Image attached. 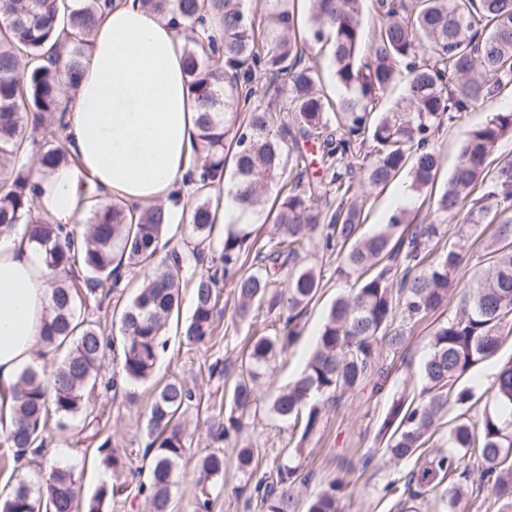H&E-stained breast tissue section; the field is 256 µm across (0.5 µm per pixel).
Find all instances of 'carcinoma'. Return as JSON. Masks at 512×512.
I'll return each instance as SVG.
<instances>
[{"label": "carcinoma", "instance_id": "cac0c4a2", "mask_svg": "<svg viewBox=\"0 0 512 512\" xmlns=\"http://www.w3.org/2000/svg\"><path fill=\"white\" fill-rule=\"evenodd\" d=\"M173 1L178 27L186 33L185 78L199 112L190 156L191 199L182 207L192 237L182 249L165 238L162 204L139 208L103 198L81 230L38 215L26 158L36 153L46 168L75 163L60 139L66 111L62 77L72 86L80 78L90 33L113 0H0V236L23 224L41 251L52 300L42 340L66 348L51 372L29 366L20 374L14 428L3 432L4 441L17 457L37 452L49 413L64 427L85 410L108 345L95 322L77 317V305L117 293L129 275L139 273L142 283L119 319L123 382L151 378L187 282L193 287V313L181 335L189 343L211 334L221 282L233 288L237 319L248 320L254 307L264 305L282 315L284 335L255 336L241 353L223 429L224 440L237 439L258 402L256 386L264 371L300 339V323L319 292L311 268H294L282 289L273 288V276L296 258L304 239L318 233L357 278L356 288L330 306L302 372L269 404L282 419H304V441L320 423L315 398L365 384L382 390L387 371L380 350H396L405 342L403 329L395 326L397 311L415 318L447 309L465 242L482 225L494 224L495 260L434 331L421 368L420 401L393 399L379 427L386 454L396 460L413 456L435 433L448 402L463 407L476 398L475 387L461 379L497 352L501 330L512 320V163L490 169L500 143L512 138V110L468 131L438 194L436 218L427 223L414 222L401 208L381 231L363 236L354 180L383 189L406 169L411 191H433L440 168L435 132L512 83V0H376L381 25L371 35L364 30L362 0H307L304 27L291 0H265L258 21L245 12L242 0L141 3L166 17ZM309 40L327 48L336 85L346 91L334 101L316 89L319 71L305 56ZM399 79L402 98L390 109H378ZM308 141L318 142L328 185L340 199L334 207H320L315 192L304 186L309 163L300 144ZM365 146L372 160L357 174L349 160ZM292 155L294 181L288 191L277 192L270 208L280 238L247 269L252 218ZM479 183L484 192L474 197ZM220 193L238 216L225 229L218 257L189 277L188 270L212 253V204ZM461 213L458 242L427 260L431 242L441 235L439 219ZM395 266L403 267L397 281L390 279ZM484 394L487 408L480 419L459 413L444 446L424 455L403 481L385 486L396 512H415V502L436 490L442 512H455L469 492L466 480L476 481L478 490L491 489L496 512H512V359ZM194 398L178 380L155 391L145 423L149 466L137 473V495L151 512H169L175 469L190 446L179 417ZM302 454L294 449V456L275 465L272 479L254 484L264 512H299L293 489L302 482L295 463ZM254 459L252 446L238 449V469H253ZM201 472L196 512H209L211 489L224 476V454L203 457ZM345 490L343 479L329 482L305 512H342ZM78 508L72 471L54 465L20 481L0 503V512Z\"/></svg>", "mask_w": 512, "mask_h": 512}]
</instances>
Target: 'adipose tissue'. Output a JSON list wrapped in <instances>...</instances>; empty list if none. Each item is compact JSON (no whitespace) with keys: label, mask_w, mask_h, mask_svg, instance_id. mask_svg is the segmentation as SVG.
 <instances>
[{"label":"adipose tissue","mask_w":512,"mask_h":512,"mask_svg":"<svg viewBox=\"0 0 512 512\" xmlns=\"http://www.w3.org/2000/svg\"><path fill=\"white\" fill-rule=\"evenodd\" d=\"M84 76L67 98L64 138L76 157L33 164L39 213L74 224L96 194L145 206L184 196L198 111L184 77V40L139 0H114L97 24ZM50 289L24 227L0 238V422L12 423L19 376L41 348Z\"/></svg>","instance_id":"1"}]
</instances>
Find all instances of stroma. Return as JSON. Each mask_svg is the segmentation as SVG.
<instances>
[{
    "label": "stroma",
    "instance_id": "1",
    "mask_svg": "<svg viewBox=\"0 0 512 512\" xmlns=\"http://www.w3.org/2000/svg\"><path fill=\"white\" fill-rule=\"evenodd\" d=\"M509 110H512V84L502 88L484 105L463 114L452 126L439 131L434 141L442 160L438 184L447 181L468 131L486 123L494 113ZM408 185V177L403 174L384 190L361 194L362 233H374L387 223L396 208L397 196ZM296 262L319 273L321 290L308 308L301 340L266 370L259 388L257 411L245 422L241 438L255 451L256 465L252 472L238 469L235 448L220 435L228 410L225 379L236 376L240 351L252 334H276L281 324L277 313L264 308L255 310L251 320L234 321L235 298L231 288L223 285L219 288L220 314L214 323V333L204 342L191 345L179 330L168 331L167 346L160 354L151 379L137 384L114 383L120 354L107 350L86 411L63 430L58 429L56 420H49L40 455L20 462L13 449L0 444V499L6 498L21 479L53 464L73 472L83 498H90L101 487L113 488V495L102 503V512H145V500L137 497L135 488L130 485L133 473L147 465L143 456L146 444L143 423L156 385L177 379L194 390L195 398L181 416L192 443L176 470L173 512H195L198 463L205 455L217 451L224 454V477L212 491L210 512H262L250 495L252 486L257 479L270 474L276 460L287 458L299 445L304 448L301 463L307 477L305 483L296 487L300 502H307L330 481L340 478L347 484L344 512H395L394 501L384 495L383 488L388 482L405 476L416 461L412 458L391 460L383 451L384 444L378 439L377 430L392 398H419L424 386L421 367L439 318L431 315L421 320H406L408 339L404 346L381 353L388 369L385 390L376 395L365 386L337 400L319 398V426L310 438L300 440L291 425L270 413L268 406L301 372L329 307L337 297L350 291L352 281L338 275L340 258L324 248L321 238L305 241ZM215 364L226 366V374L212 372ZM105 441L109 442L111 452L120 458V469H113L111 461L99 453L98 447Z\"/></svg>",
    "mask_w": 512,
    "mask_h": 512
}]
</instances>
